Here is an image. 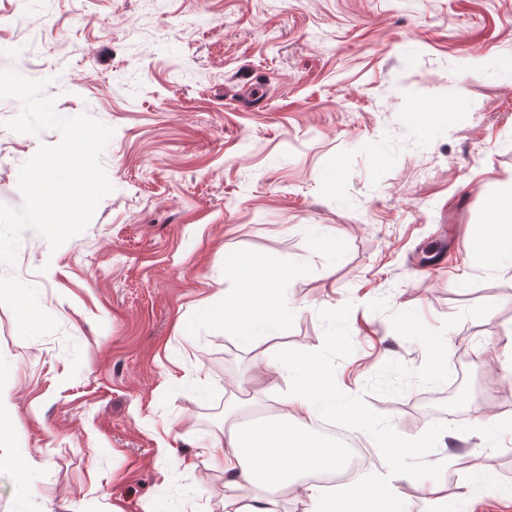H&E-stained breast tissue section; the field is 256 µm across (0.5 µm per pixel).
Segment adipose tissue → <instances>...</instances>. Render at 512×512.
Instances as JSON below:
<instances>
[{
	"instance_id": "ef3b65f1",
	"label": "adipose tissue",
	"mask_w": 512,
	"mask_h": 512,
	"mask_svg": "<svg viewBox=\"0 0 512 512\" xmlns=\"http://www.w3.org/2000/svg\"><path fill=\"white\" fill-rule=\"evenodd\" d=\"M487 211V221L474 225L467 236V254L486 268L510 270L512 193L492 198ZM301 274L272 257H225L223 303L204 306L198 319L221 324L241 344L257 348L260 339L276 335L295 315L287 288ZM268 365L278 377L269 390L279 413L233 425L205 450L210 460L220 462L227 486L251 492L243 500L225 499V512H273V495L287 491L305 493L310 512H400L397 483L410 479L409 461L415 449L425 447V439L404 440L385 432L381 447L391 464L388 472L330 493L305 484L309 475L335 473L345 465L344 450L315 436L311 424L328 419L366 429L370 423L350 398L336 393L320 359L284 352Z\"/></svg>"
}]
</instances>
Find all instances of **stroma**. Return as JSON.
<instances>
[{
    "instance_id": "stroma-1",
    "label": "stroma",
    "mask_w": 512,
    "mask_h": 512,
    "mask_svg": "<svg viewBox=\"0 0 512 512\" xmlns=\"http://www.w3.org/2000/svg\"><path fill=\"white\" fill-rule=\"evenodd\" d=\"M66 9L45 39L39 0H0V69L48 79L60 115L113 128V190L58 249L27 230L0 264L45 323L27 329L0 293L10 444L31 451L0 469V512H224L232 491L204 448L234 410L273 407L262 363L282 350L321 357L376 428L433 429L413 467L447 465L445 501L476 462L512 486V442L478 426L512 414V271L466 260L468 229L512 191V0ZM20 109L0 99L12 208L20 166L61 141L8 129ZM235 253L305 270L288 293L299 314L256 350L195 321ZM427 334L464 376L428 380Z\"/></svg>"
}]
</instances>
